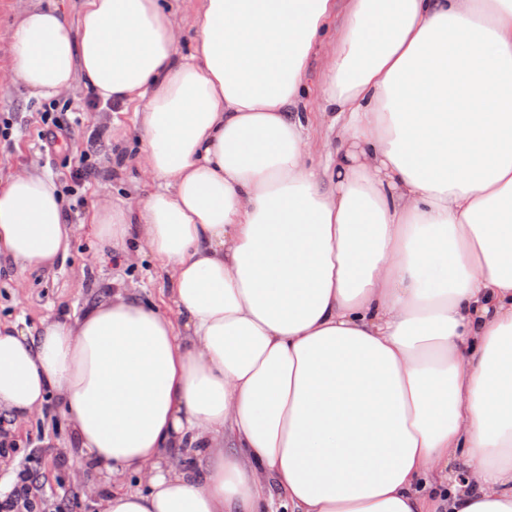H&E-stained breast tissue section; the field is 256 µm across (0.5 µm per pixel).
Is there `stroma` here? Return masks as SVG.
I'll return each mask as SVG.
<instances>
[{
  "mask_svg": "<svg viewBox=\"0 0 512 512\" xmlns=\"http://www.w3.org/2000/svg\"><path fill=\"white\" fill-rule=\"evenodd\" d=\"M56 7L77 20L83 0H0V75L8 70L6 36L16 16L32 4ZM51 114L71 129L70 138L56 150H46L40 133L43 114ZM0 115L10 116L6 136H0V176L8 177L32 167L59 185L70 223L80 225L67 257L48 270H22L0 262V322H25L35 328L41 317L82 309L121 278L142 296L155 297L164 274L152 261L140 259L119 268L94 260V238L88 228L97 206L114 194L132 199L145 197L147 185L140 177L132 108L109 111L96 105L94 95L81 82L60 98L45 100L20 84L0 83ZM90 153L93 175L75 182L73 172L83 153ZM66 422L55 403H48L43 419L14 428L16 449L0 457V484L21 463L37 470L45 512H98L102 488L86 489L76 460L63 450Z\"/></svg>",
  "mask_w": 512,
  "mask_h": 512,
  "instance_id": "obj_1",
  "label": "stroma"
}]
</instances>
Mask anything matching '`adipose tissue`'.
<instances>
[{
    "label": "adipose tissue",
    "instance_id": "adipose-tissue-1",
    "mask_svg": "<svg viewBox=\"0 0 512 512\" xmlns=\"http://www.w3.org/2000/svg\"><path fill=\"white\" fill-rule=\"evenodd\" d=\"M196 23L185 55L161 0L8 33L11 82L133 107L153 190L95 210V258L166 278L0 324V413L55 400L99 512H512V0H199ZM76 231L51 177L0 183V257L52 267ZM329 49L330 47L326 46L317 56L314 57L309 67V79L307 84L312 91L313 99H315L321 92L325 74L326 52ZM311 137L312 147L310 151L309 162L315 165L323 160L324 155L328 149L335 150L336 147L339 145V143L334 139H330L329 145H325L327 141L326 128L323 125L321 118L317 113L312 114Z\"/></svg>",
    "mask_w": 512,
    "mask_h": 512
}]
</instances>
